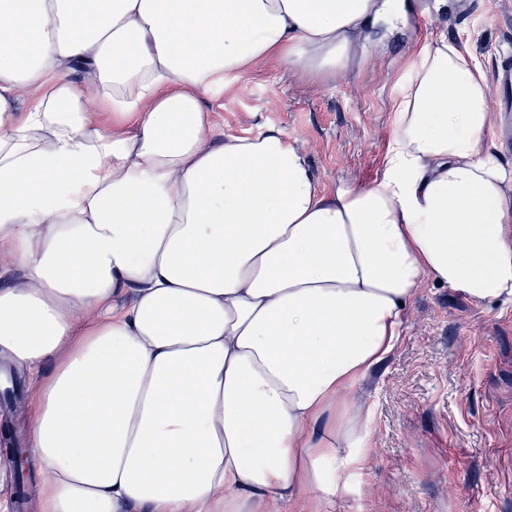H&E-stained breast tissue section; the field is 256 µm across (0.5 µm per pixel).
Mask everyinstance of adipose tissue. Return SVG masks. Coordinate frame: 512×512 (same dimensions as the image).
Here are the masks:
<instances>
[{
  "instance_id": "1",
  "label": "adipose tissue",
  "mask_w": 512,
  "mask_h": 512,
  "mask_svg": "<svg viewBox=\"0 0 512 512\" xmlns=\"http://www.w3.org/2000/svg\"><path fill=\"white\" fill-rule=\"evenodd\" d=\"M394 9L0 0V250L26 271L0 284V353L40 381L41 512L336 497L367 435L326 412L392 352L422 277L512 301V164L482 144L481 64L451 40L413 50L372 186L322 189L274 128L201 146L226 77L328 79ZM24 84L45 93L21 113Z\"/></svg>"
}]
</instances>
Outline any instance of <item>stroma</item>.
Listing matches in <instances>:
<instances>
[{
    "mask_svg": "<svg viewBox=\"0 0 512 512\" xmlns=\"http://www.w3.org/2000/svg\"><path fill=\"white\" fill-rule=\"evenodd\" d=\"M414 0L405 29H365L363 61L327 82L262 62L227 78L209 101L215 133L255 136L276 128L309 162L320 186H369L381 176L394 133L393 102L415 45L454 39L483 69L491 128L501 146L512 114V0ZM22 393L0 421L29 431L39 381L17 368ZM353 416H369L363 468L328 499L312 492L294 512H512V304L478 303L423 280L386 361L341 390Z\"/></svg>",
    "mask_w": 512,
    "mask_h": 512,
    "instance_id": "35a3bbf8",
    "label": "stroma"
}]
</instances>
